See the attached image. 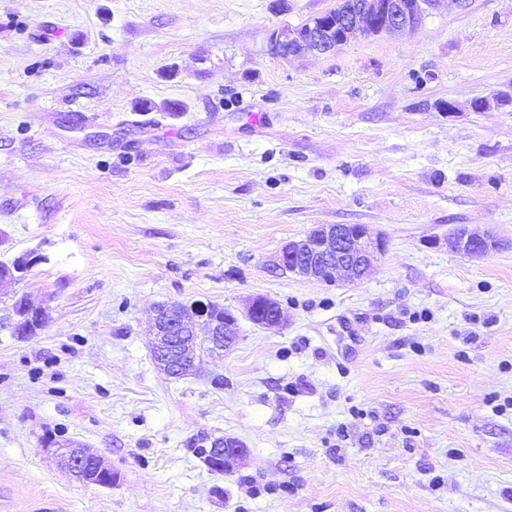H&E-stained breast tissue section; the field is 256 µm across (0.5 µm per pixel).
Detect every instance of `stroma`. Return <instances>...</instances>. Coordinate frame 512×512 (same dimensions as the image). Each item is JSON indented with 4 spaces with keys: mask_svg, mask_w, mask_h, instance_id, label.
Here are the masks:
<instances>
[{
    "mask_svg": "<svg viewBox=\"0 0 512 512\" xmlns=\"http://www.w3.org/2000/svg\"><path fill=\"white\" fill-rule=\"evenodd\" d=\"M335 6L0 0V263L39 258L0 282V512H512V0L268 52ZM319 224L384 238L364 280L277 267ZM458 224L496 248L435 245ZM254 295L280 327L156 366L158 304ZM69 440L117 483L75 481ZM247 452L245 445L235 437L224 436L215 439L201 455L211 470H228Z\"/></svg>",
    "mask_w": 512,
    "mask_h": 512,
    "instance_id": "35a3bbf8",
    "label": "stroma"
}]
</instances>
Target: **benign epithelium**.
Returning a JSON list of instances; mask_svg holds the SVG:
<instances>
[{
  "label": "benign epithelium",
  "mask_w": 512,
  "mask_h": 512,
  "mask_svg": "<svg viewBox=\"0 0 512 512\" xmlns=\"http://www.w3.org/2000/svg\"><path fill=\"white\" fill-rule=\"evenodd\" d=\"M436 0H355L351 6L329 10L301 26L273 30L268 38L272 54L287 60L306 54L326 55L336 51L357 34H403L414 31L423 14ZM435 243L448 251L478 256L497 245L488 233H479L466 225H456ZM383 238H373L362 224H321L303 238L285 244L278 256V265L289 272L322 282L362 280L372 266L375 254L383 251ZM38 258L30 254L13 261L12 268L0 278L18 280ZM212 303L195 302L189 306L169 303L158 306L151 323L153 352L157 366L171 378H180L194 371L196 356L193 342L204 340L212 353L231 348L238 337L237 316ZM243 315L266 328H277L283 319L282 308L275 300L257 295L248 299ZM46 311L39 306L29 308V320L12 323L14 335L25 338L34 326H43ZM62 462L77 481L110 487L114 482L112 467L93 449L77 443L57 444ZM247 452L235 437L226 436L211 442L201 455L212 470H227Z\"/></svg>",
  "instance_id": "7a95c632"
}]
</instances>
